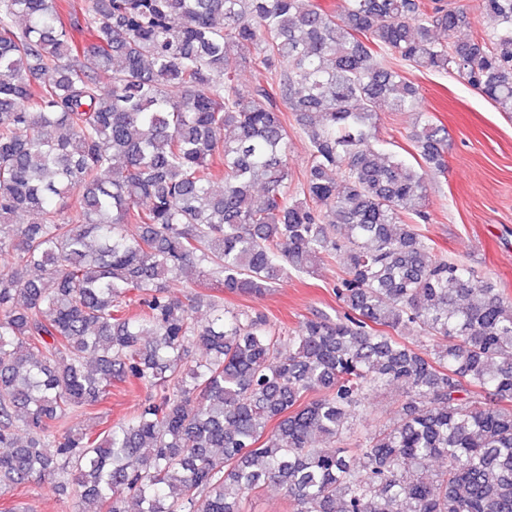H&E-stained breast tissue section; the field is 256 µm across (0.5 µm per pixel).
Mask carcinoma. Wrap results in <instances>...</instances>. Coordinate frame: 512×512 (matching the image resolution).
I'll list each match as a JSON object with an SVG mask.
<instances>
[{"label": "carcinoma", "instance_id": "obj_1", "mask_svg": "<svg viewBox=\"0 0 512 512\" xmlns=\"http://www.w3.org/2000/svg\"><path fill=\"white\" fill-rule=\"evenodd\" d=\"M88 3L67 23L0 0V489L71 481L78 512H243L268 487L288 512H512V297L413 224L446 129L414 127L413 163L377 137L381 107L418 103L405 66L512 112V0H479L493 26L466 39L443 0ZM338 257L343 312L294 330L203 292ZM187 270L198 290L170 293ZM395 384L393 421L353 431ZM114 386L145 392L128 420L63 428ZM288 115L287 130L291 139V159L290 170L292 178L295 182L301 179L308 161V148L303 134L298 126L292 121L289 112H284Z\"/></svg>", "mask_w": 512, "mask_h": 512}]
</instances>
